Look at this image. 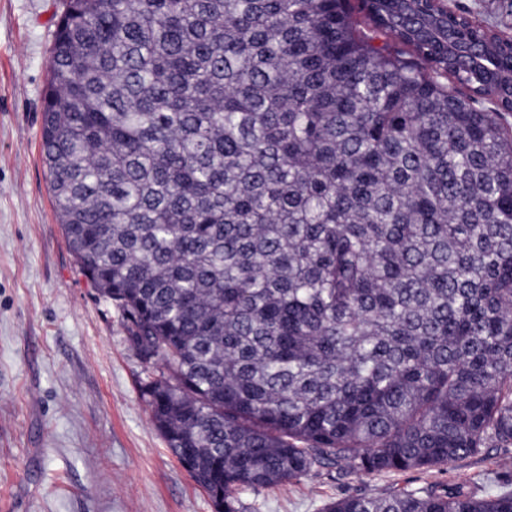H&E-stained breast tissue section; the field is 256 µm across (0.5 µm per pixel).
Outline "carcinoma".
Listing matches in <instances>:
<instances>
[{"label": "carcinoma", "mask_w": 512, "mask_h": 512, "mask_svg": "<svg viewBox=\"0 0 512 512\" xmlns=\"http://www.w3.org/2000/svg\"><path fill=\"white\" fill-rule=\"evenodd\" d=\"M41 151L64 236L218 512L320 470L512 447V37L446 0H63ZM492 101L495 112L473 106ZM321 512H512V481ZM448 51L453 54L468 55L472 60V65L475 68L482 70L484 73L497 75L501 72L499 68V59L492 50L473 51L467 48V46L455 43L451 39H448Z\"/></svg>", "instance_id": "cac0c4a2"}]
</instances>
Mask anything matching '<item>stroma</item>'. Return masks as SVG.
Instances as JSON below:
<instances>
[{
  "label": "stroma",
  "instance_id": "35a3bbf8",
  "mask_svg": "<svg viewBox=\"0 0 512 512\" xmlns=\"http://www.w3.org/2000/svg\"><path fill=\"white\" fill-rule=\"evenodd\" d=\"M512 36V0H448ZM61 0H0V512H215L150 420L148 371L120 312L83 275L54 215L40 152ZM512 457L488 448L445 470L319 471L243 500L319 512L347 494L440 483L483 496Z\"/></svg>",
  "mask_w": 512,
  "mask_h": 512
}]
</instances>
